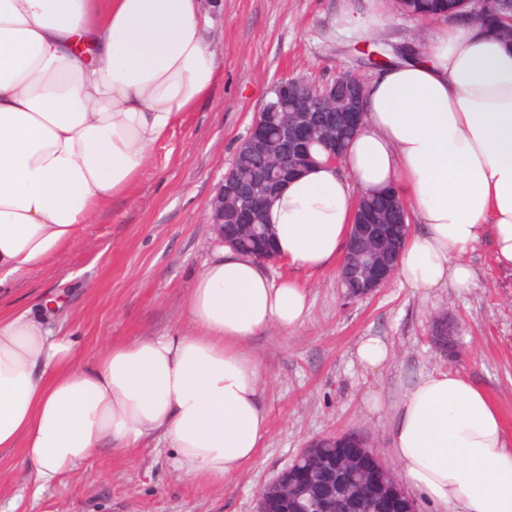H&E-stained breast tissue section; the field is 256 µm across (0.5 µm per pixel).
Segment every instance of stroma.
Listing matches in <instances>:
<instances>
[{
  "mask_svg": "<svg viewBox=\"0 0 512 512\" xmlns=\"http://www.w3.org/2000/svg\"><path fill=\"white\" fill-rule=\"evenodd\" d=\"M202 34L218 52L222 78L211 99L180 113L149 152L144 176L112 200L88 229L87 243L64 249L40 269L14 279L0 295V314L19 313L44 298L52 326L78 337L85 357L104 345L182 332V299L216 243L206 203L230 170L236 150L281 79L324 84L342 71L368 77L364 51L412 46L428 20L397 12L362 37L334 29L340 10L364 12L368 0H204ZM476 285L422 298L389 282L372 297L346 303L335 269L308 272L284 262L276 275L307 287L310 308L295 332L272 331L250 344L263 368L270 431L256 460L220 487L180 478L164 444L124 452L110 447L61 484L41 490L21 449L0 454V512H255L259 491L312 439L362 435L388 469L389 414H368V393L394 397L401 372L418 367L472 375L499 402L512 434V278L496 270L487 246L467 256ZM457 326L458 356L427 341L434 315ZM381 336L396 358L378 372L355 360L362 337Z\"/></svg>",
  "mask_w": 512,
  "mask_h": 512,
  "instance_id": "obj_1",
  "label": "stroma"
}]
</instances>
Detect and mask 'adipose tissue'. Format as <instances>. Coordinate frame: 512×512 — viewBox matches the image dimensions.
<instances>
[{"label":"adipose tissue","mask_w":512,"mask_h":512,"mask_svg":"<svg viewBox=\"0 0 512 512\" xmlns=\"http://www.w3.org/2000/svg\"><path fill=\"white\" fill-rule=\"evenodd\" d=\"M414 54L364 83V121L340 162L284 183L265 210L277 255L340 263L359 193L400 198L413 227L396 278L422 297L475 286L489 245L512 275V41L464 12L436 17ZM201 0H0V290L82 241L144 174L175 116L221 76ZM185 333L104 346L85 360L44 313L0 315V452L21 448L39 487L103 445L164 441L182 478L220 486L269 432L260 334L305 321L308 291L217 246L190 288ZM390 409L406 486L439 512H512V440L468 375L419 369Z\"/></svg>","instance_id":"ef3b65f1"}]
</instances>
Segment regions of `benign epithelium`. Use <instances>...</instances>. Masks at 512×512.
Segmentation results:
<instances>
[{"instance_id":"7a95c632","label":"benign epithelium","mask_w":512,"mask_h":512,"mask_svg":"<svg viewBox=\"0 0 512 512\" xmlns=\"http://www.w3.org/2000/svg\"><path fill=\"white\" fill-rule=\"evenodd\" d=\"M290 86L283 102L288 120L272 129L255 119L247 135L248 143L277 160L276 172L271 180L260 183H240L231 174L224 175L217 192L206 204L208 223L216 235V242L235 246L244 244L254 258L262 262H275L272 237L268 225L260 222V210L273 196V184L302 171L301 165L310 161L307 144L317 135L330 134L328 158L336 161V145L357 134L364 113L359 106L362 89L358 77L341 72L337 79L309 85L306 93L291 90L293 79L280 81ZM344 112L347 121L336 127V113ZM229 198L237 200L234 206L232 234L224 230V205ZM406 211L403 204L392 198L384 199L375 211L362 216L356 225L342 263V276L362 279L363 287L344 293L352 302L373 294L394 275V265L402 236L398 233L381 235L375 227L394 224L403 229ZM448 337V349L456 348L453 325L445 315L434 317L428 341L439 347L438 337ZM338 445L341 452L332 461L313 453L319 444ZM281 488L284 512H307L306 505L313 498L321 501L318 512H336V501L343 502L345 512H373L375 506L393 504L404 497L402 486L380 462L377 454L353 440L352 435L329 434L313 439L292 463L276 478Z\"/></svg>"}]
</instances>
